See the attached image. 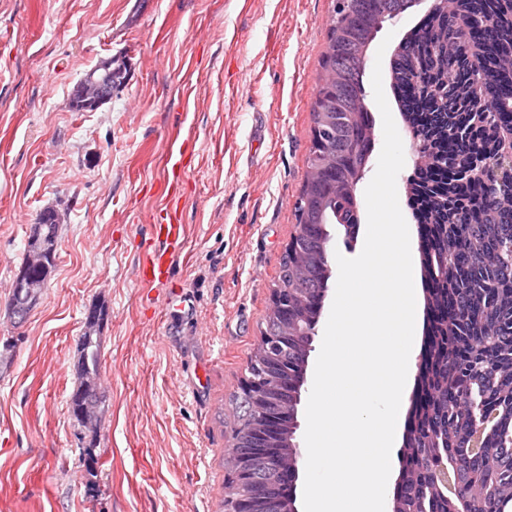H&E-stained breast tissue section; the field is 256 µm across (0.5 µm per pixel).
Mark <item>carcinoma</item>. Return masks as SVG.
I'll use <instances>...</instances> for the list:
<instances>
[{
  "label": "carcinoma",
  "instance_id": "cac0c4a2",
  "mask_svg": "<svg viewBox=\"0 0 512 512\" xmlns=\"http://www.w3.org/2000/svg\"><path fill=\"white\" fill-rule=\"evenodd\" d=\"M414 0H334L328 50L312 106L313 145L295 206L298 232L281 260L279 304L262 333L288 327V355L276 362L258 346L252 377L284 384L288 436L255 451L258 412L235 399L237 427L226 456L248 453L258 482L290 489L295 472L275 458L296 444L302 388L329 282L332 224L354 237L360 223L358 186L375 144L365 104L368 50L383 23L408 12ZM400 43L390 84L410 133L413 176L409 204L418 225L426 333L415 401L407 414L397 487L398 512H454L469 500L477 512H512V181L463 176L491 160L512 133V0H439ZM455 22L450 40L436 18ZM78 339L82 416L96 433L101 355L94 335ZM492 421L473 447L480 419ZM448 454L454 494L433 489L430 472Z\"/></svg>",
  "mask_w": 512,
  "mask_h": 512
}]
</instances>
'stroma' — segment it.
<instances>
[{
	"mask_svg": "<svg viewBox=\"0 0 512 512\" xmlns=\"http://www.w3.org/2000/svg\"><path fill=\"white\" fill-rule=\"evenodd\" d=\"M333 0H0V512H219L224 451L311 147ZM110 101L69 97L102 60ZM170 287L136 269L169 187ZM62 214L22 326L9 291L30 230ZM100 328L99 457L69 411L78 338Z\"/></svg>",
	"mask_w": 512,
	"mask_h": 512,
	"instance_id": "1",
	"label": "stroma"
}]
</instances>
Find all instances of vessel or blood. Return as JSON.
<instances>
[{"label": "vessel or blood", "mask_w": 512, "mask_h": 512, "mask_svg": "<svg viewBox=\"0 0 512 512\" xmlns=\"http://www.w3.org/2000/svg\"><path fill=\"white\" fill-rule=\"evenodd\" d=\"M152 235L156 243L144 251L139 279L150 286L165 285L171 280L174 258L185 237L184 226L176 211H165L158 224L153 225Z\"/></svg>", "instance_id": "b4317fda"}]
</instances>
